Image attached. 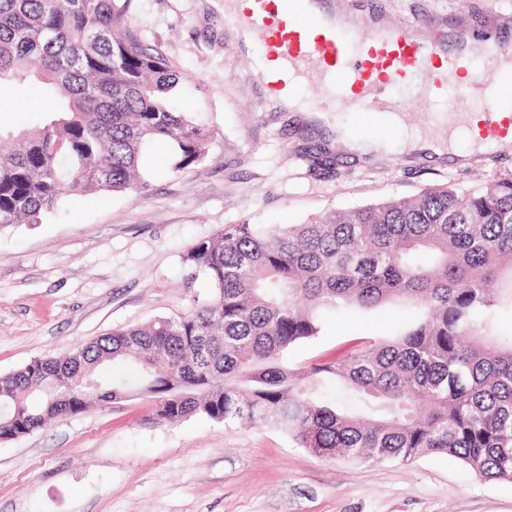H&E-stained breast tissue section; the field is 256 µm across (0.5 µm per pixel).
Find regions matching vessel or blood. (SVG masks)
Here are the masks:
<instances>
[{"label": "vessel or blood", "mask_w": 512, "mask_h": 512, "mask_svg": "<svg viewBox=\"0 0 512 512\" xmlns=\"http://www.w3.org/2000/svg\"><path fill=\"white\" fill-rule=\"evenodd\" d=\"M242 20L258 36L264 57L278 63L272 88L292 85L294 75H316L332 91L325 107L337 111L352 106L364 128L388 126L389 114L402 111L386 102L389 87L419 80L421 95L431 101L446 97L448 80L462 78V92L491 89L490 98L477 106L474 127L479 138H512V114L500 106L512 98V74L472 68L468 57L453 55L437 60L435 52L408 26L393 27L385 37L363 25L354 29H322L309 11V0H243Z\"/></svg>", "instance_id": "obj_1"}]
</instances>
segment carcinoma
Masks as SVG:
<instances>
[{
	"label": "carcinoma",
	"instance_id": "obj_1",
	"mask_svg": "<svg viewBox=\"0 0 512 512\" xmlns=\"http://www.w3.org/2000/svg\"><path fill=\"white\" fill-rule=\"evenodd\" d=\"M131 5L0 0V85L42 101L34 120L0 128V230L40 224L70 195H147L141 160L159 143L174 172L206 158L210 129L175 99L186 79L127 25ZM182 260L209 284L190 309L1 374L0 441L146 396L161 423L271 428L330 460L448 454L512 481V339L488 334L491 284L512 269L511 178L307 224H226ZM385 304L405 312L394 334L307 368L282 364L325 315Z\"/></svg>",
	"mask_w": 512,
	"mask_h": 512
}]
</instances>
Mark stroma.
Masks as SVG:
<instances>
[{"mask_svg": "<svg viewBox=\"0 0 512 512\" xmlns=\"http://www.w3.org/2000/svg\"><path fill=\"white\" fill-rule=\"evenodd\" d=\"M341 2L362 23L415 25L446 52L466 30L512 45V0ZM128 23L187 77L178 101L212 131L208 155L174 173L150 150L146 196L71 197L42 223L0 231V374L186 310L206 285L188 282L182 257L224 225L302 224L449 183L512 178V145L472 156L459 139L461 163L402 150L406 138H441L461 98L456 83L435 104L417 85L396 87L409 104L400 127L371 130L380 148L360 155L336 138L356 132L351 108L332 113L328 128L279 107L238 46L224 0H134ZM322 148L327 164L311 169L306 153ZM402 319L391 305L330 315L284 360L307 366L358 338L391 335ZM151 407L147 397L94 406L0 442V512H512V482L480 479L450 456L344 463L267 428L160 423Z\"/></svg>", "mask_w": 512, "mask_h": 512, "instance_id": "obj_1", "label": "stroma"}]
</instances>
